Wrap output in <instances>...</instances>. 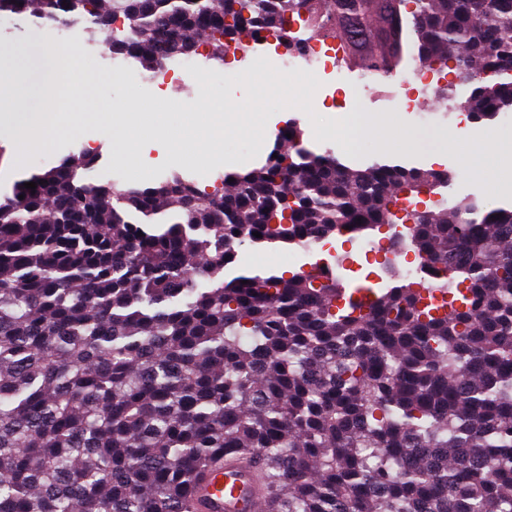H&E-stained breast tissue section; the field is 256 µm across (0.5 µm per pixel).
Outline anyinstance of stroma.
<instances>
[{
  "label": "stroma",
  "mask_w": 512,
  "mask_h": 512,
  "mask_svg": "<svg viewBox=\"0 0 512 512\" xmlns=\"http://www.w3.org/2000/svg\"><path fill=\"white\" fill-rule=\"evenodd\" d=\"M82 22H75L68 29L50 31V38L67 51L61 60L62 74L86 69L84 81L64 87L61 109L63 112L86 113V120L65 134L51 133L42 146L32 149L22 164H13L9 155L11 131L9 125L0 122V198L9 194L14 183L31 173L59 165L71 155L89 152L95 155L96 162L90 176L96 181L114 180L122 184L149 186L179 172L185 178L195 181L198 188L212 190L219 185L225 169L213 165H185L166 157L161 149H150L147 175L130 171L113 152L112 135L106 112L129 99L149 101L156 97L158 85L141 65L133 60L122 63L113 61L110 55L102 53L99 43L86 41L81 35ZM32 35L27 19L20 17L0 18V66L7 69V76L0 78V115L12 112L15 102L24 95L26 85L20 77L21 63L16 55L19 48L25 47ZM285 51L276 40H269L262 46H254L247 51H228L223 62H216L204 56H197L198 68L214 71L219 95L233 94L244 96L243 88H229L226 76L229 67L237 70L253 69L258 57H266L272 64H279ZM344 65H337L334 72L321 75V87L313 98L315 111L326 118H352L354 143L351 148H341L331 137L333 127L323 130L324 141H317L309 117L294 109H272L266 125L265 148L273 150L278 143L281 128L297 124L303 132L304 147L313 153H335L337 159L351 168H361L372 161L389 160L390 155L382 144V125L392 115H399L402 125L416 132L423 141V147L415 154L402 157L401 165L426 170L440 171L450 176L448 187L438 194L424 196L427 207H434L438 199L456 201L468 196L477 197L485 209L508 207L511 202L490 193L483 192L475 171L470 170L461 160H449L446 164L436 162L433 151L439 147L441 132L457 129L471 141H479L487 130H497L502 143L512 147V112L493 121L474 122L456 109L438 103L430 106H415L414 110L398 109L395 96L398 84L379 86L376 98H355L336 96V81L339 74L345 73ZM288 247L266 245L263 247L243 245L236 260L227 270V277H234L247 271L273 270L277 273L299 272L300 264L288 259Z\"/></svg>",
  "instance_id": "1"
}]
</instances>
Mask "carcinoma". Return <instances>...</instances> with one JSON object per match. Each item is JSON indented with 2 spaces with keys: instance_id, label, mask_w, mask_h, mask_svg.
<instances>
[{
  "instance_id": "obj_1",
  "label": "carcinoma",
  "mask_w": 512,
  "mask_h": 512,
  "mask_svg": "<svg viewBox=\"0 0 512 512\" xmlns=\"http://www.w3.org/2000/svg\"><path fill=\"white\" fill-rule=\"evenodd\" d=\"M304 2L0 0V17H81L157 73L267 33L288 49ZM327 2L381 68L453 59L467 78L439 97L477 122L512 112V0ZM289 130L211 192L177 172L93 181L82 153L0 200V512H186L227 459L260 462L265 512H512V208L406 214L433 286L348 290L317 266L227 280V242L362 233L448 186L350 169Z\"/></svg>"
}]
</instances>
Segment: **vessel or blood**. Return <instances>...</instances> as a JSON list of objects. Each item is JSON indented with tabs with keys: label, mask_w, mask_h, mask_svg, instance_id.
<instances>
[{
	"label": "vessel or blood",
	"mask_w": 512,
	"mask_h": 512,
	"mask_svg": "<svg viewBox=\"0 0 512 512\" xmlns=\"http://www.w3.org/2000/svg\"><path fill=\"white\" fill-rule=\"evenodd\" d=\"M257 473L253 464L205 473L192 483L189 512H260L266 490Z\"/></svg>",
	"instance_id": "b4317fda"
}]
</instances>
